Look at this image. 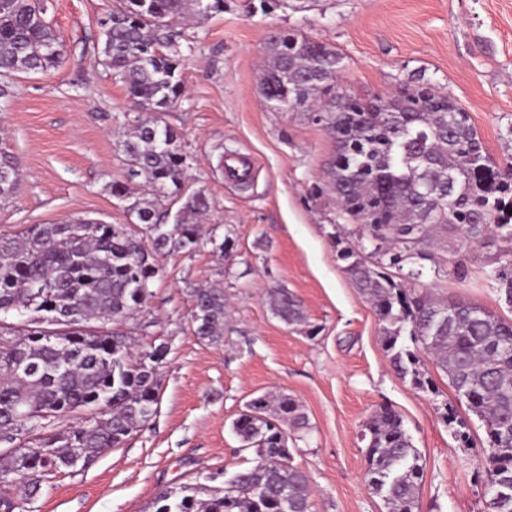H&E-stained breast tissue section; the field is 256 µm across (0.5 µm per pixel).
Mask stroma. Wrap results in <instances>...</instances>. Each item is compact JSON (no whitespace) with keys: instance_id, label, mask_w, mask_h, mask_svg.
Wrapping results in <instances>:
<instances>
[{"instance_id":"1","label":"stroma","mask_w":512,"mask_h":512,"mask_svg":"<svg viewBox=\"0 0 512 512\" xmlns=\"http://www.w3.org/2000/svg\"><path fill=\"white\" fill-rule=\"evenodd\" d=\"M113 5L48 0L64 55L47 73L17 74L0 112V140L20 172L0 205V236L76 218L139 227L112 185L126 179L121 135L146 115L95 51ZM288 30L336 50L342 91L369 100L430 87L467 110L490 156L512 155V0H224L222 14L191 23L184 92L163 119L181 135L188 186L210 199L205 244L161 255L152 297L119 326L137 350L167 348L157 414L122 447L56 475L29 512H151L163 490L222 486L255 457L232 424L267 392L290 395L308 418L288 446L309 477L312 512H388L367 485L361 439L382 406L400 414L421 456L418 512H484L482 422L458 407L464 442L444 421L455 392L430 355L420 359L438 393L398 374L376 312L337 258L346 221L326 175L333 138L310 113L272 110L260 94L270 36ZM231 153L255 158L247 182L225 181ZM494 258L473 249L465 281L428 267L416 287L512 319L485 278ZM212 283L229 308L219 343L196 336L191 318L192 290ZM274 288L299 299L304 323L274 315Z\"/></svg>"}]
</instances>
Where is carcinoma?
<instances>
[{"mask_svg":"<svg viewBox=\"0 0 512 512\" xmlns=\"http://www.w3.org/2000/svg\"><path fill=\"white\" fill-rule=\"evenodd\" d=\"M224 11V0H117L99 22L100 64L156 116L123 133L126 182L112 195L142 224L71 219L31 224L0 237V324L12 336L0 344V512L24 510L66 469L83 468L117 448L156 415L157 383L144 357L161 364L166 347L133 354L128 340L95 323H120L152 296L157 258L174 245H203L200 223L210 210L202 189H184L181 137L162 120L182 93V26ZM37 0H0V80L45 72L60 64L63 44ZM261 90L271 108L303 111L324 123L336 143L327 175L339 212L358 226L356 243L337 238L338 258L382 323L393 365L414 388L436 393L419 352L448 374L457 399L485 427L482 480L509 488L508 499L485 512H512V321L468 302L418 291L424 262L439 264L434 244L448 242L447 275L469 273L460 252L497 245L487 273L498 299L512 298V161L486 151L469 113L432 88L406 86L363 102L339 90L336 51L294 32L269 41ZM143 179V189L133 181ZM19 169L0 147V202L16 191ZM180 203L174 217L161 199ZM396 270L393 275L390 270ZM192 320L203 340H224V289L193 290ZM271 307L284 322L303 320L299 300L281 288ZM287 423L308 428L296 400L269 394L250 401L235 434L257 460L223 489L165 490L154 512H311L308 476L292 464ZM13 451L6 447L20 439ZM366 479L390 512H416L423 476L420 456L401 416L380 407L364 425ZM20 485L24 497L13 499Z\"/></svg>","mask_w":512,"mask_h":512,"instance_id":"cac0c4a2","label":"carcinoma"}]
</instances>
